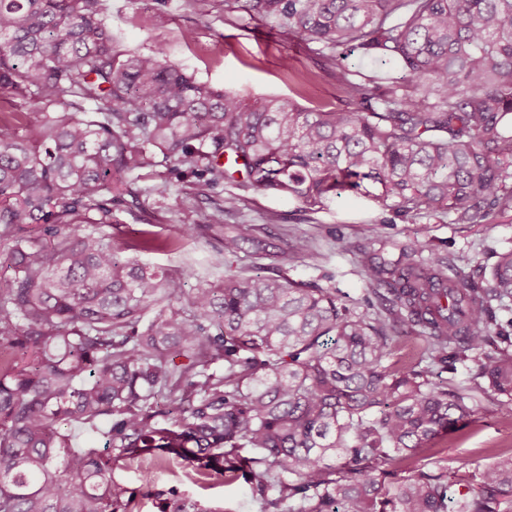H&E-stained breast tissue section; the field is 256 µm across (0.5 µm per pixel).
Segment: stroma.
Instances as JSON below:
<instances>
[{
    "label": "stroma",
    "mask_w": 512,
    "mask_h": 512,
    "mask_svg": "<svg viewBox=\"0 0 512 512\" xmlns=\"http://www.w3.org/2000/svg\"><path fill=\"white\" fill-rule=\"evenodd\" d=\"M247 0H102L103 16L120 46L132 51L165 49L197 79L210 82L253 101L278 97L307 108H346L350 101L336 83V75L319 54L316 44L304 43L279 31L274 23L260 22L246 11ZM192 33L184 42V33ZM290 69H283L282 60ZM227 188L203 191L161 178L132 184L112 203V244L125 248L147 231L155 237L177 241L174 250L139 253L141 261L178 273L194 266L196 288L216 283L225 273L284 276L323 288L335 289L345 303L362 307L371 294L360 264L361 252L397 258L402 247L423 238L443 258L449 271H459L483 282L484 268L498 252L512 249V219L496 217L489 224H452L447 217L412 219L362 196L342 194L336 203L312 211L301 203L275 194L251 195L237 215L225 224L209 227L213 212L224 203ZM276 223H268L269 214ZM255 228L252 240L237 254H225L224 237L235 235L240 225ZM190 225L207 226L206 234H190ZM317 251V265L301 262L292 254L296 243ZM489 341L467 357L432 364L427 337H394L395 360L417 368H432L433 382L449 392L473 390L486 357L512 353V302L495 306ZM471 412L454 431L435 444V453L422 456L428 469H443L471 476L492 464L502 453L512 452V417L503 415L493 392L475 393ZM143 463L127 459L117 463L115 475L135 491L137 512H160L162 502L180 498L202 512H261L262 501L250 484L236 481L211 486L198 480L192 467L171 462L157 469L149 491H142L139 473Z\"/></svg>",
    "instance_id": "obj_1"
}]
</instances>
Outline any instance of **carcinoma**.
I'll use <instances>...</instances> for the list:
<instances>
[{
  "label": "carcinoma",
  "instance_id": "carcinoma-1",
  "mask_svg": "<svg viewBox=\"0 0 512 512\" xmlns=\"http://www.w3.org/2000/svg\"><path fill=\"white\" fill-rule=\"evenodd\" d=\"M249 11L318 45L352 111L248 102L196 79L160 49L120 50L101 0H0V512H131L120 459H181L250 482L287 512H512V454L476 482L417 456L469 415L391 362V333L428 331L478 351L512 300V249L487 292L447 274L422 242L393 261L367 252L392 320L333 288L228 274L185 292L125 257L103 228L120 187L166 174L212 189L276 192L323 210L344 192L409 217L488 224L512 213V0H250ZM349 46L393 63L373 84ZM224 197L210 223L237 211ZM254 228L224 238L234 255ZM155 315L147 317L150 310ZM184 357L187 363L178 364ZM223 363V369L212 365ZM476 389L512 416V354L488 357ZM171 396L159 406L161 390ZM106 424L102 448L62 426Z\"/></svg>",
  "mask_w": 512,
  "mask_h": 512
}]
</instances>
